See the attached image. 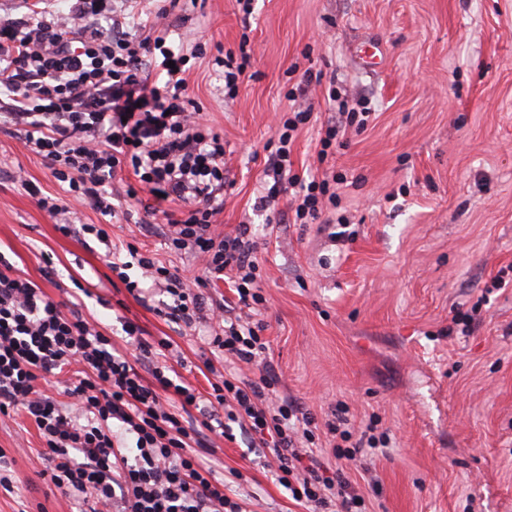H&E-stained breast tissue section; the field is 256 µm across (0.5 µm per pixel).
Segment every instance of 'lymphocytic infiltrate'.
<instances>
[{"label":"lymphocytic infiltrate","mask_w":512,"mask_h":512,"mask_svg":"<svg viewBox=\"0 0 512 512\" xmlns=\"http://www.w3.org/2000/svg\"><path fill=\"white\" fill-rule=\"evenodd\" d=\"M180 0H167L147 15L154 35L138 38L124 15L107 12L106 0H72L60 17L0 21V120L14 127L24 148L41 156L52 176L67 184L71 203L115 216L112 183L125 172L155 197L166 220L171 250L187 252L203 274L185 279L177 268L130 249L129 260L108 266L138 301L151 281L165 301L169 321L193 327L206 321L211 359L218 374L208 396L168 366L152 365L169 340L152 344L141 327L123 321L128 350L84 318L81 301H54L36 282L17 276L0 256V417L24 412L42 440L40 477L80 512H244L230 496V479L217 476L201 454L204 432L232 437L249 433L289 496L307 512H363L365 499L347 467L357 457L388 445L367 424L360 437L347 419L327 422L335 466L316 455L314 419L278 393L280 378L270 359L266 326L257 321L266 298L257 279V249L247 225L220 231L224 208V140L191 111L187 57L167 44ZM312 117L297 106L275 123L263 170L267 187L258 207L293 194V220L315 224L336 207L345 176L294 172L291 145ZM140 280H132L130 266ZM229 280L240 315L207 311L202 293L212 281ZM150 362L148 373L139 363ZM256 366L255 379L235 373ZM64 379V400L49 392ZM203 405L199 427L186 425L182 409Z\"/></svg>","instance_id":"f902f5d3"}]
</instances>
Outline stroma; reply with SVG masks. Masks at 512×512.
<instances>
[{
    "mask_svg": "<svg viewBox=\"0 0 512 512\" xmlns=\"http://www.w3.org/2000/svg\"><path fill=\"white\" fill-rule=\"evenodd\" d=\"M168 42L189 55L188 93L204 124L224 139V231L249 225L269 300L263 315L271 360L317 423L346 403L353 424L377 419L386 455L351 464L366 512H512V0H254L243 16L235 0H196ZM255 49L238 95L225 102L215 58ZM204 57L192 58L196 42ZM379 46L376 64L363 63ZM321 77L313 118L298 132L296 172L316 173L319 131L336 112L329 87L371 102L361 132L347 131L328 165L346 175L333 224H292L287 199L275 214L254 211L266 142L300 73ZM24 170L44 194L64 197L45 161L0 127V254L15 275L37 281L54 300L76 286L84 317L122 343V320L149 342L167 338L168 358L200 391L210 354L208 329L167 321L131 296L109 269L106 251H153L186 278L193 258L164 246L162 220L139 224L148 191L124 195L131 222L109 226L111 245L65 236L12 175ZM480 322L461 335L457 310ZM218 476L242 473L233 488L247 512H306L258 463L248 434L205 436ZM22 447L14 470L24 484L0 490V512H76L39 477V432L23 414L0 422V448ZM377 474L373 495L361 478Z\"/></svg>",
    "mask_w": 512,
    "mask_h": 512,
    "instance_id": "obj_1",
    "label": "stroma"
}]
</instances>
